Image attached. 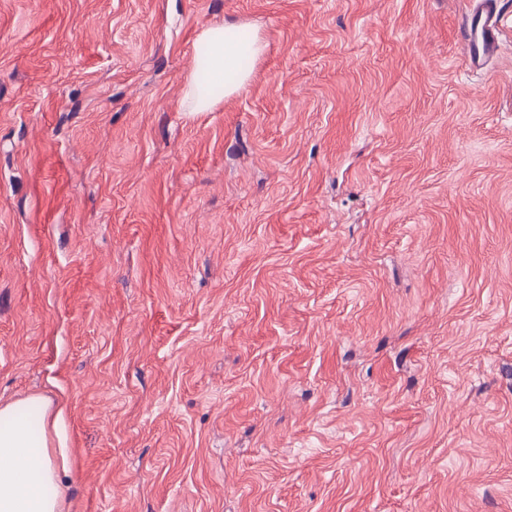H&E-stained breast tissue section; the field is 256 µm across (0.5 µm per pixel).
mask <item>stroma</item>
Returning a JSON list of instances; mask_svg holds the SVG:
<instances>
[{"label": "stroma", "instance_id": "obj_1", "mask_svg": "<svg viewBox=\"0 0 512 512\" xmlns=\"http://www.w3.org/2000/svg\"><path fill=\"white\" fill-rule=\"evenodd\" d=\"M0 0V405L65 512H512V0ZM266 44L181 108L195 37ZM462 14L457 36L466 49L465 62L472 70L483 69L497 57L501 34L502 0H475Z\"/></svg>", "mask_w": 512, "mask_h": 512}]
</instances>
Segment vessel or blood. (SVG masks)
Instances as JSON below:
<instances>
[{"label": "vessel or blood", "mask_w": 512, "mask_h": 512, "mask_svg": "<svg viewBox=\"0 0 512 512\" xmlns=\"http://www.w3.org/2000/svg\"><path fill=\"white\" fill-rule=\"evenodd\" d=\"M502 0H475L458 26L457 36L466 49L465 62L472 69H483L497 57Z\"/></svg>", "instance_id": "1"}]
</instances>
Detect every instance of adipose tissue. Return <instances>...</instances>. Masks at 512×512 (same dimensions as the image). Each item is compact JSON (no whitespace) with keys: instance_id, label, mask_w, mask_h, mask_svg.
<instances>
[{"instance_id":"ef3b65f1","label":"adipose tissue","mask_w":512,"mask_h":512,"mask_svg":"<svg viewBox=\"0 0 512 512\" xmlns=\"http://www.w3.org/2000/svg\"><path fill=\"white\" fill-rule=\"evenodd\" d=\"M197 45L205 50L204 64L224 84L225 96L236 94L249 80L238 65L241 54L262 56L265 45L246 26L230 23L202 29ZM58 430L51 402L36 396L0 406V512H63L59 495L66 462L53 457L49 437Z\"/></svg>"}]
</instances>
